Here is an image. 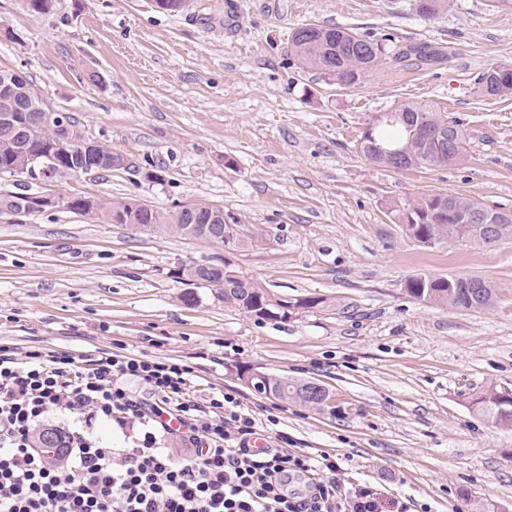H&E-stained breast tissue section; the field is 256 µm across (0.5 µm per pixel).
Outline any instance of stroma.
<instances>
[{
    "instance_id": "35a3bbf8",
    "label": "stroma",
    "mask_w": 512,
    "mask_h": 512,
    "mask_svg": "<svg viewBox=\"0 0 512 512\" xmlns=\"http://www.w3.org/2000/svg\"><path fill=\"white\" fill-rule=\"evenodd\" d=\"M0 0V67L28 75L53 109L129 158L102 177L29 181L71 200L134 198L171 209L223 208L231 243L105 224L64 207L0 211V345L18 353L102 348L192 366L197 399L232 390L274 415L291 447L334 455L345 492L367 486L409 512H512V430L473 411L487 385L512 389V239L491 248H427L396 224L392 203L452 193L512 211V96L476 78L512 64V0H448L433 19L418 0ZM305 24L385 42L384 63L350 88L290 53ZM437 50L424 63L410 48ZM405 103L459 120L468 159L392 171L359 141L369 119ZM189 263L229 264L288 300L255 321ZM479 277L487 311L409 296V279ZM312 307H302V300ZM256 369L314 381L334 415L255 393Z\"/></svg>"
}]
</instances>
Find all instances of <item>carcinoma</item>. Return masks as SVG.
<instances>
[{
  "label": "carcinoma",
  "instance_id": "carcinoma-1",
  "mask_svg": "<svg viewBox=\"0 0 512 512\" xmlns=\"http://www.w3.org/2000/svg\"><path fill=\"white\" fill-rule=\"evenodd\" d=\"M291 53L305 68L319 70L324 74L336 75L339 86L351 87L369 72L384 63L386 46L367 39L348 29L327 28L315 24H305L297 28L291 39ZM477 84L480 92L489 97L512 95V65L493 64L479 75ZM15 93L22 105L17 113L16 127L0 122V177L14 176L9 170L12 166L16 148L22 146L29 151L43 147L42 142L25 138V124L33 123L41 117V105L44 103L40 93L34 88L32 79L25 78L15 85ZM452 125L455 127L453 145L454 164L460 165L467 160V140L461 123L426 105L405 104L391 113V117L377 126L374 140L360 143L359 149L370 163L379 167L386 166V160L380 157L373 143L388 145L402 152L406 158L405 169L437 168L440 161L431 153L419 151L417 128L419 124ZM45 136L65 142L69 139H82L84 135L76 118H70L65 127H49ZM126 200L98 202L93 211L95 219L105 224L118 221L120 224H132L141 232H174L186 238L206 240L213 235V229L223 224L220 219L209 220V213L203 212L195 224H187L176 212L152 209L150 211H124V216L113 217L115 210L125 205ZM475 205L470 199L447 195L439 200V194H423L412 201L399 202L391 208L394 222L404 225L405 231L415 235L423 232L439 239V244H460L469 247H493L505 240L512 239V211L490 209L496 224L495 240L489 241L479 232L478 225H470V232L464 239L456 238L459 221ZM0 209L13 214L37 211L35 196L27 190L5 198H0ZM179 276L187 281L203 280L224 288V303L239 308L245 299H253L248 290L254 285L242 278L236 281H224V274L217 269H206L201 264H187L179 270ZM409 295L425 303L448 305L462 311H485L493 308L496 288L490 282L478 277H440L428 283L426 277H415L407 282ZM276 397L283 401H295L308 407H314L327 399V394L308 383H285L281 377L275 381ZM472 407L487 422L504 428H512V400L506 399L495 385L478 392L472 398ZM36 446L53 452L63 447L61 436L49 429H42L35 436Z\"/></svg>",
  "mask_w": 512,
  "mask_h": 512
}]
</instances>
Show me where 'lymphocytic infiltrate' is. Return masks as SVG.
Wrapping results in <instances>:
<instances>
[{
    "instance_id": "f902f5d3",
    "label": "lymphocytic infiltrate",
    "mask_w": 512,
    "mask_h": 512,
    "mask_svg": "<svg viewBox=\"0 0 512 512\" xmlns=\"http://www.w3.org/2000/svg\"><path fill=\"white\" fill-rule=\"evenodd\" d=\"M193 377L175 360L1 345L0 512H385L369 488L342 493L332 455L283 432L251 447L256 419L229 391L196 400ZM102 423L132 430L130 444L105 443ZM44 424L63 449L35 447Z\"/></svg>"
}]
</instances>
